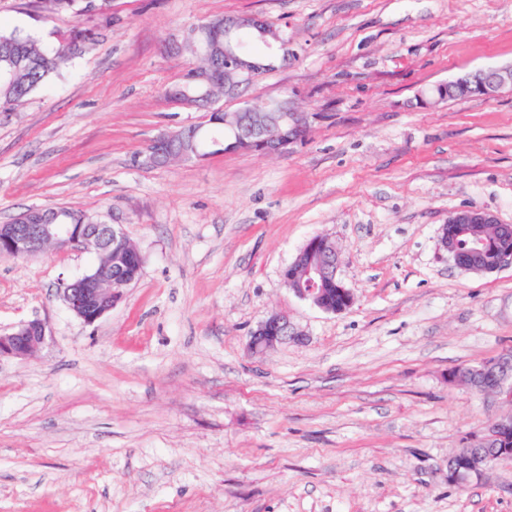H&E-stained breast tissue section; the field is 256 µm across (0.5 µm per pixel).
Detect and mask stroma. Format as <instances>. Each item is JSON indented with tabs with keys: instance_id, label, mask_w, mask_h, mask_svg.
<instances>
[{
	"instance_id": "obj_1",
	"label": "stroma",
	"mask_w": 512,
	"mask_h": 512,
	"mask_svg": "<svg viewBox=\"0 0 512 512\" xmlns=\"http://www.w3.org/2000/svg\"><path fill=\"white\" fill-rule=\"evenodd\" d=\"M255 14L297 46L249 101L309 121L273 156L142 162L205 123L164 95L195 58L164 41ZM112 21L0 116V224L26 208L120 225L144 258L95 324L62 290L75 248L0 258V332L45 344L0 360V512H512V457L448 483V456L512 403L451 382L512 349V266L457 269L440 246L474 206L512 225V90L437 105L422 90L512 63V0H112ZM75 23L0 0V25L53 44ZM353 296L323 311L282 275L313 236ZM306 335L264 354L273 312ZM46 341V326L39 320L21 324L11 333H0V360L24 359Z\"/></svg>"
}]
</instances>
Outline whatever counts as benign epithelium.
Returning <instances> with one entry per match:
<instances>
[{"label":"benign epithelium","mask_w":512,"mask_h":512,"mask_svg":"<svg viewBox=\"0 0 512 512\" xmlns=\"http://www.w3.org/2000/svg\"><path fill=\"white\" fill-rule=\"evenodd\" d=\"M224 29V96L237 97L241 88L259 73L270 68L268 60L287 62L295 56L292 42L283 32L256 15L226 17L219 23L214 20L183 31L164 41L165 51L175 57L191 49L198 51L202 35ZM249 35L264 47L258 56L242 48L241 38ZM448 95L457 96L471 90L481 98H490L506 88L512 89V64L477 69L464 77L447 82ZM209 123L224 126L229 131V151L278 155L300 141L307 131L306 118L296 112L288 101L256 108L244 103L235 112L214 109ZM196 126L181 128L163 134L153 142L145 163L161 166L173 159L203 160L197 151ZM496 216L482 208L469 207L448 217L441 229L440 244L448 249V225L495 224ZM129 240L120 226L95 221L91 224H0V256L3 258H28L40 255L45 247L54 244L60 248H77L91 254L93 267L76 280V284L63 289L68 308L83 323L93 325L126 298V287L132 284L126 273L125 259ZM483 249L474 247L470 260L458 268L466 272L492 273L505 265H512V248L501 249L494 263L483 262ZM338 255L333 242L325 235L310 238L300 249L294 261L283 272L284 286L300 299L306 300L326 312H341L352 303V294L337 278ZM302 277L300 287H292L297 277ZM340 289L343 304L334 308L324 303L326 289ZM305 336L297 331L288 317L275 313L252 331L248 349L265 353L288 341L302 342ZM46 341V326L39 320L28 321L11 333H0V359H24ZM497 375L493 392H506L512 396V357L501 353L487 362ZM512 428V416L500 415L490 420L485 430L467 437L465 447L466 471L474 480L484 477L498 460L512 450L494 447L499 433Z\"/></svg>","instance_id":"benign-epithelium-1"}]
</instances>
